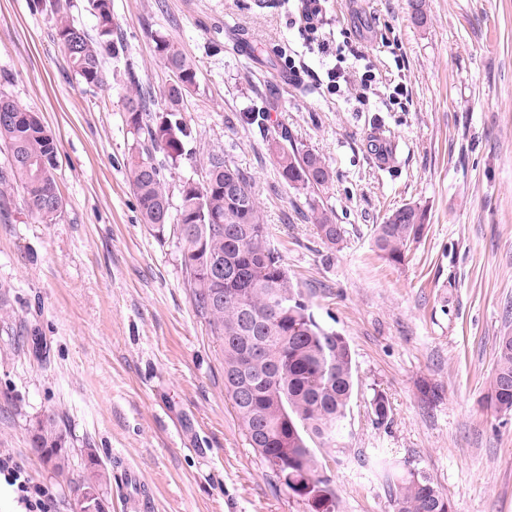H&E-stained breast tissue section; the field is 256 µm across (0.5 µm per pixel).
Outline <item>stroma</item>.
<instances>
[{
  "label": "stroma",
  "instance_id": "35a3bbf8",
  "mask_svg": "<svg viewBox=\"0 0 512 512\" xmlns=\"http://www.w3.org/2000/svg\"><path fill=\"white\" fill-rule=\"evenodd\" d=\"M324 7L325 32L362 51L357 72L376 76L362 96L316 85L312 72L336 58L293 27L295 0H112L122 39L97 86L71 69L51 0H0V93L40 113L56 139L63 200L45 222L19 183L0 189V455L52 488V512H75L90 449L109 512H125L128 468L151 512H311L251 448L178 231L142 224L127 181L125 97L174 80L155 31L198 71L180 111L189 154L167 176L172 204L184 179L204 181L209 153L231 158L317 319L350 346L358 391L344 445L317 452L337 512H390L373 465L383 450L396 472L426 470L454 512H512V412L487 402L498 338L512 333V0H423L419 19L409 0ZM288 57L305 69L289 72ZM251 112L331 167L313 197L345 230L336 247L280 179ZM407 204L425 209L428 227L392 264L373 230ZM377 391L391 406L383 426L369 406ZM46 413L72 444L61 474L30 445L28 427Z\"/></svg>",
  "mask_w": 512,
  "mask_h": 512
}]
</instances>
